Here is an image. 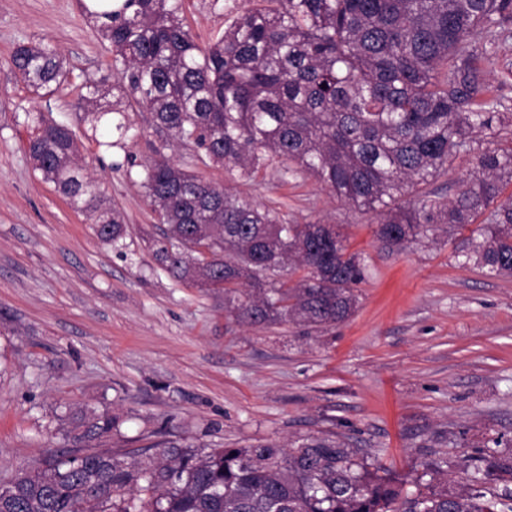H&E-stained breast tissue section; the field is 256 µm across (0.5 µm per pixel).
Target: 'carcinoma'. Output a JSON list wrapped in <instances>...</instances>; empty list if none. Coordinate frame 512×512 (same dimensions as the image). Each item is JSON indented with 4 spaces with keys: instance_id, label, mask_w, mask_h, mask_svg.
Listing matches in <instances>:
<instances>
[{
    "instance_id": "obj_1",
    "label": "carcinoma",
    "mask_w": 512,
    "mask_h": 512,
    "mask_svg": "<svg viewBox=\"0 0 512 512\" xmlns=\"http://www.w3.org/2000/svg\"><path fill=\"white\" fill-rule=\"evenodd\" d=\"M224 36L202 47L180 0H93L85 21L112 47L109 74L76 86L98 146L124 151L112 168L136 175L163 237L153 259L177 281L236 294L252 323L312 326L346 320L365 265L334 224L283 223L269 210L177 166L161 148L139 162L126 151L128 112L182 145L204 150L252 180L270 162L292 163L338 199L379 217L388 247L445 228L484 224L462 256L512 277V108L491 94L485 64L512 77L500 55L512 38V0H251ZM9 74L30 91L69 85L58 50L18 45ZM112 101H106L107 97ZM29 157L42 179L85 215L100 241L126 234L121 211L77 163L72 129L26 113ZM477 173L452 199L423 187L461 154ZM418 197L405 206L396 202ZM75 454H51L0 486V512H512L490 482H512V452L458 464L467 491H404L354 460L332 436L286 450L258 443L207 451L168 442L155 457L121 460L101 449L112 415L80 419Z\"/></svg>"
}]
</instances>
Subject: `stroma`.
<instances>
[{"mask_svg":"<svg viewBox=\"0 0 512 512\" xmlns=\"http://www.w3.org/2000/svg\"><path fill=\"white\" fill-rule=\"evenodd\" d=\"M225 0H184L198 42L224 32ZM53 45L73 76L107 74L110 52L80 0H0V484L51 452H71L69 417L116 419L119 454L170 441L244 448L333 433L368 468L460 490L456 463L512 441V277L462 264L471 229L386 247L378 217L276 163L243 181L174 145V163L291 223L336 225L367 264L344 322L253 325L224 295L163 272L159 223L142 188L81 119L74 91L38 97L7 73L20 43ZM67 122L79 163L128 226L102 243L34 170L25 112Z\"/></svg>","mask_w":512,"mask_h":512,"instance_id":"stroma-1","label":"stroma"}]
</instances>
